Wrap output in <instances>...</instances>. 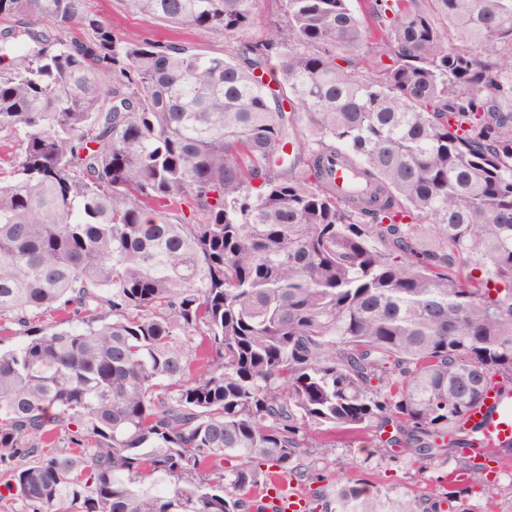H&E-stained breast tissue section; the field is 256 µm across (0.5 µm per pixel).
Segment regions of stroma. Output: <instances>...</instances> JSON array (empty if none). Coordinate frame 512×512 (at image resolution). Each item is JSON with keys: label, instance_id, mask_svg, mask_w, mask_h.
Wrapping results in <instances>:
<instances>
[{"label": "stroma", "instance_id": "obj_1", "mask_svg": "<svg viewBox=\"0 0 512 512\" xmlns=\"http://www.w3.org/2000/svg\"><path fill=\"white\" fill-rule=\"evenodd\" d=\"M87 9L110 24L120 37L137 35L161 44L175 41L189 52L204 56L221 55L233 47L232 41L206 29L173 31L167 23L133 12L126 0H87ZM380 436V430L374 427L344 438L333 432L311 429L310 440L323 445L315 460L304 463L313 479L307 482L288 477V490L310 500L321 492L332 493L337 477L345 473L369 491L386 496L388 501L425 503L450 491L449 471L462 470L467 462L459 448L432 457L404 447L380 451L376 448ZM454 506L457 512H512V467L490 475L486 485L461 493Z\"/></svg>", "mask_w": 512, "mask_h": 512}]
</instances>
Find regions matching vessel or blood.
Returning <instances> with one entry per match:
<instances>
[{
	"mask_svg": "<svg viewBox=\"0 0 512 512\" xmlns=\"http://www.w3.org/2000/svg\"><path fill=\"white\" fill-rule=\"evenodd\" d=\"M466 425L470 446L465 453L470 460H481L486 448L512 445V390H488L483 402L467 414ZM283 482L282 476H273L263 490L261 500L266 512H302L304 497L284 493Z\"/></svg>",
	"mask_w": 512,
	"mask_h": 512,
	"instance_id": "1",
	"label": "vessel or blood"
}]
</instances>
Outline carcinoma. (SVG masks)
I'll return each mask as SVG.
<instances>
[{
    "instance_id": "obj_1",
    "label": "carcinoma",
    "mask_w": 512,
    "mask_h": 512,
    "mask_svg": "<svg viewBox=\"0 0 512 512\" xmlns=\"http://www.w3.org/2000/svg\"><path fill=\"white\" fill-rule=\"evenodd\" d=\"M127 2L230 40L257 4ZM281 2L204 57L0 0V467L32 512H254L312 427L465 448L512 386V0ZM307 512L383 504L348 478ZM280 3L275 0H258L253 24L241 33L239 39L251 42L264 40L270 28L280 22Z\"/></svg>"
}]
</instances>
